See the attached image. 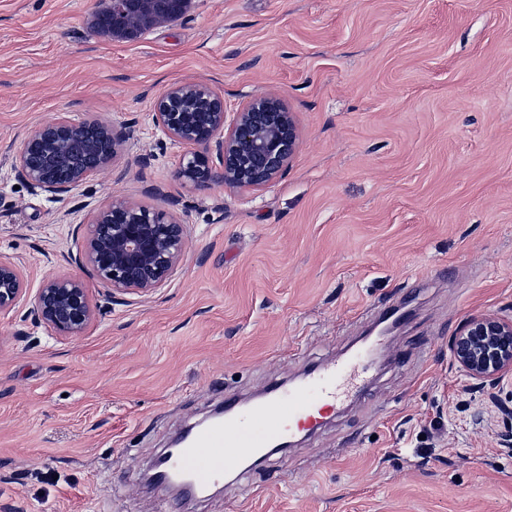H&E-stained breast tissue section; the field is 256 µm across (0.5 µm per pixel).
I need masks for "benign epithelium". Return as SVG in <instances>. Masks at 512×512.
Segmentation results:
<instances>
[{
    "instance_id": "7a95c632",
    "label": "benign epithelium",
    "mask_w": 512,
    "mask_h": 512,
    "mask_svg": "<svg viewBox=\"0 0 512 512\" xmlns=\"http://www.w3.org/2000/svg\"><path fill=\"white\" fill-rule=\"evenodd\" d=\"M113 30L140 36L148 10L179 17L184 0H107ZM155 122L184 148L177 178L202 189L220 183L241 191L267 188L281 175L298 147L295 122L269 93L254 94L233 112L224 97L195 82L171 86L156 101ZM127 133L107 121L75 122L60 117L30 131L17 151L18 176L33 190L60 195L104 169ZM187 247L186 225L174 213L114 198L96 208L88 222L79 262L89 267L107 296H147L176 270ZM26 290L20 267L0 258V314L11 312ZM83 280L66 274L46 277L34 319L66 335L80 336L97 314ZM463 375L493 388L512 376V318L495 315L466 321L451 343Z\"/></svg>"
}]
</instances>
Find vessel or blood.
<instances>
[{
    "mask_svg": "<svg viewBox=\"0 0 512 512\" xmlns=\"http://www.w3.org/2000/svg\"><path fill=\"white\" fill-rule=\"evenodd\" d=\"M370 369L364 352L310 371L293 387H268L261 402L242 408L232 397L224 400V414L172 449L160 480L181 478L206 488L223 480L225 473L244 472L249 458H270L287 438L318 427L329 412L357 396Z\"/></svg>",
    "mask_w": 512,
    "mask_h": 512,
    "instance_id": "b4317fda",
    "label": "vessel or blood"
}]
</instances>
